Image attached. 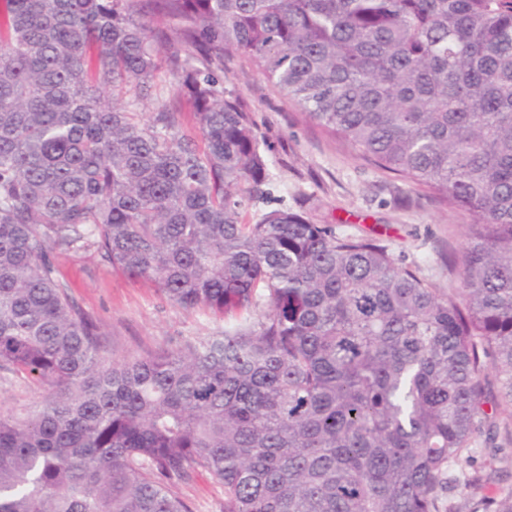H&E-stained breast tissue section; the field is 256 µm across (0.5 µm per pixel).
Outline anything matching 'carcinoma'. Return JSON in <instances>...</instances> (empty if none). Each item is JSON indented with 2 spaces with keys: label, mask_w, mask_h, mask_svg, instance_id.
I'll return each instance as SVG.
<instances>
[{
  "label": "carcinoma",
  "mask_w": 512,
  "mask_h": 512,
  "mask_svg": "<svg viewBox=\"0 0 512 512\" xmlns=\"http://www.w3.org/2000/svg\"><path fill=\"white\" fill-rule=\"evenodd\" d=\"M230 53L461 217L459 287L245 222L269 173ZM91 248L224 330L105 357L56 273ZM0 369L52 390L0 414V512H192L197 468L222 512H452L489 374L512 409V0H0ZM174 491L191 506L193 512H221L224 490L202 469L195 470L192 479Z\"/></svg>",
  "instance_id": "carcinoma-1"
}]
</instances>
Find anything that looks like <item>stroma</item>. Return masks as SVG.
I'll return each instance as SVG.
<instances>
[{"mask_svg": "<svg viewBox=\"0 0 512 512\" xmlns=\"http://www.w3.org/2000/svg\"><path fill=\"white\" fill-rule=\"evenodd\" d=\"M224 85L242 99L267 158L269 195L249 208V221L272 209L301 207L313 223L376 240L387 247L397 265L418 270L436 287H455L458 275L449 272L444 257L462 250L456 214L415 186L392 180L356 158L311 124L245 58H225ZM57 269L76 303L97 319L114 359L154 354L224 326L222 317L169 303L150 283L127 278L94 251L59 254ZM46 393V388L0 370V413L34 410ZM495 445L512 458V441L499 432L491 439L479 436L472 463L452 468L456 475L481 471L488 478L483 490L487 496L500 486L505 467L503 459L490 454ZM175 493L193 512H221L224 490L204 470H195Z\"/></svg>", "mask_w": 512, "mask_h": 512, "instance_id": "obj_1", "label": "stroma"}]
</instances>
